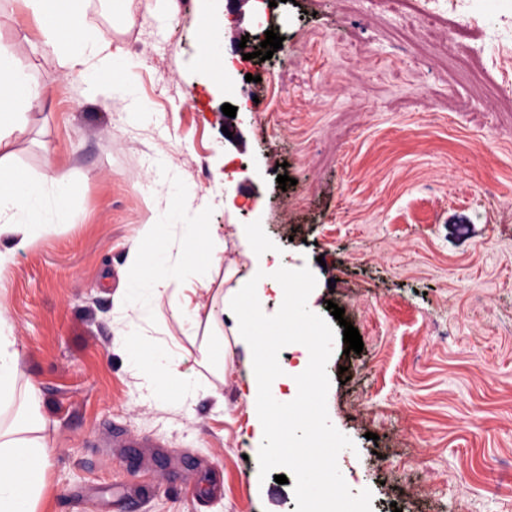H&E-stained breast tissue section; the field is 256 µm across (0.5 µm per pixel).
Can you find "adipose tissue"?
Wrapping results in <instances>:
<instances>
[{"label": "adipose tissue", "instance_id": "1", "mask_svg": "<svg viewBox=\"0 0 512 512\" xmlns=\"http://www.w3.org/2000/svg\"><path fill=\"white\" fill-rule=\"evenodd\" d=\"M35 19L40 25L46 47L57 53L63 66L76 68L98 57L101 49L88 39L71 41L69 33L79 29L77 0H28ZM32 92L22 83L12 59L0 53V141L4 140L16 124V118L32 99ZM237 236L252 259L250 274L239 277L223 298V317L252 363L245 398L250 406L248 425L251 440L262 450L267 465H288L295 472L289 488L293 497L313 506L317 512L332 506L327 488L310 490L306 487L308 470L299 456L285 452L284 444L290 433V423L275 419L274 408H293L303 394L317 393L320 389V358L309 342L301 336L295 344L302 350L299 366L289 376L272 372V347L277 340V326L265 318L261 303L268 291L287 298L296 279L294 273L268 265L271 249L265 247L258 225L241 224ZM155 238L154 225H146L143 246L131 247L127 253L126 275L130 283L144 284L157 294L168 297L173 318L182 320L196 312V298L210 290V281L196 277L189 288H182L158 266L150 245ZM21 350L9 323L0 318V405L22 399L31 414L20 423L0 429V512H36L45 485V472L49 458V444L34 434L41 419L36 411L41 396L35 384L18 390L21 375Z\"/></svg>", "mask_w": 512, "mask_h": 512}]
</instances>
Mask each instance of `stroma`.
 I'll return each instance as SVG.
<instances>
[{"instance_id": "35a3bbf8", "label": "stroma", "mask_w": 512, "mask_h": 512, "mask_svg": "<svg viewBox=\"0 0 512 512\" xmlns=\"http://www.w3.org/2000/svg\"><path fill=\"white\" fill-rule=\"evenodd\" d=\"M227 6L133 0L130 25L122 0H83L82 32L116 52L97 65L106 101L43 46L24 0H0V50L40 92L0 148L43 186L5 215L37 230L0 279L51 446L37 512H302L244 436L252 365L231 333L223 377L206 365L224 271L252 266L238 224L305 283L322 386L306 415L332 438L337 494L359 512H512V0H435L431 42L411 4L260 0L222 89L232 45L215 52L205 27ZM271 29L281 48L253 58ZM226 103L245 143L228 161ZM147 224L177 281H211L190 319L128 288ZM196 224L224 239L218 263L186 256L205 248ZM331 302L361 353L345 354ZM145 353L176 354L192 386L151 393Z\"/></svg>"}]
</instances>
